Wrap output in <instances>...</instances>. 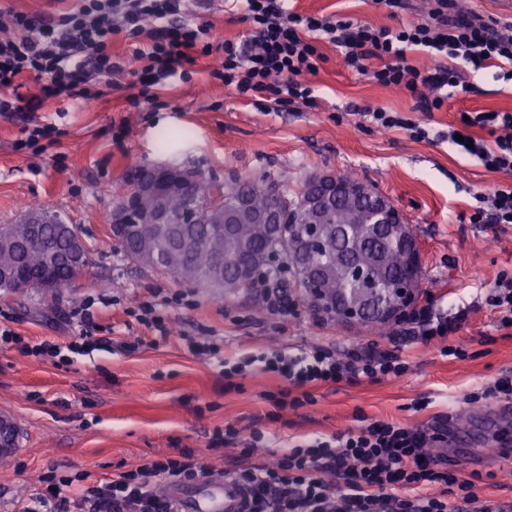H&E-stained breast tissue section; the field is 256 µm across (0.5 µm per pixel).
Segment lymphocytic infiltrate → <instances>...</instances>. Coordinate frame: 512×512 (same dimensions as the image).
I'll return each mask as SVG.
<instances>
[{"label":"lymphocytic infiltrate","mask_w":512,"mask_h":512,"mask_svg":"<svg viewBox=\"0 0 512 512\" xmlns=\"http://www.w3.org/2000/svg\"><path fill=\"white\" fill-rule=\"evenodd\" d=\"M251 31L237 40L219 29L198 23L208 0H79L49 20L16 14L0 32V112H25L41 98H67L87 105L116 77L133 76V105L148 111L164 109L162 88L186 80L199 58H212L210 75L234 88L257 109L268 103L288 107L311 104L314 89L308 78L325 56L321 43L339 48L349 69L370 72L382 86L410 92L417 109H440L453 93L468 92L460 72L498 67L500 79L512 81V23L487 22L462 12L457 0H428L424 21L398 26H373L348 17L303 15L291 0H238ZM131 50L113 53L114 39ZM422 51L434 60L420 70L407 54ZM40 80L41 97L20 92L27 78ZM364 118L379 130L403 129L417 140L429 136L452 143L463 155L478 159L490 171L512 173V113L465 112L458 126L430 133L420 121L382 108L364 109ZM488 130L489 139L476 136ZM472 223L512 224V184L476 199ZM80 327L76 340L61 346L50 341L30 344L8 328H0V345L26 357H50L70 364L73 355L99 347L90 329V304L73 312ZM464 316L448 319L429 310L398 318L404 339L423 342L445 339L461 329ZM264 371L288 383L279 407L301 406L295 390L313 384H336L358 378L372 381L401 376L406 363L398 355L351 347L343 354L314 347L301 357L282 352L261 356ZM448 440L447 430L428 432L396 423L367 421L287 449L273 462L238 470L237 481L249 497L250 512H500L476 495L474 485L459 481L445 469L443 456L432 447ZM208 469L192 453L163 456L136 469L113 474L111 481L77 487L72 477L54 472L40 476L41 489L21 512H176L167 486H182L207 477ZM410 489L399 497L395 488ZM459 503H452L454 491Z\"/></svg>","instance_id":"lymphocytic-infiltrate-1"}]
</instances>
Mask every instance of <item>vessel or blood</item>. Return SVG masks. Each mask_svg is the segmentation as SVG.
Listing matches in <instances>:
<instances>
[{
	"instance_id": "b4317fda",
	"label": "vessel or blood",
	"mask_w": 512,
	"mask_h": 512,
	"mask_svg": "<svg viewBox=\"0 0 512 512\" xmlns=\"http://www.w3.org/2000/svg\"><path fill=\"white\" fill-rule=\"evenodd\" d=\"M171 494L179 512H248L246 491L230 474L212 475L192 486H177Z\"/></svg>"
}]
</instances>
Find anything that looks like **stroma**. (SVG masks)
<instances>
[{
  "instance_id": "35a3bbf8",
  "label": "stroma",
  "mask_w": 512,
  "mask_h": 512,
  "mask_svg": "<svg viewBox=\"0 0 512 512\" xmlns=\"http://www.w3.org/2000/svg\"><path fill=\"white\" fill-rule=\"evenodd\" d=\"M294 8L375 26L421 22L427 12L425 0H408L395 18L374 0H295ZM322 51L326 60L309 78L317 95L312 105L256 110L212 79L211 59L201 58L188 80L163 90L168 107L158 112L132 106L127 75L104 87L90 107L46 98L31 112L0 113V225L22 218L21 203L41 205L76 225L91 256L86 275L56 294L0 292V326L27 341L65 345L78 332L72 311L90 299L93 333L104 341L68 366L0 346V410L21 427L17 455L0 468V512H18L38 492V475L52 469L105 483L114 473L188 448L218 474L270 463L285 449L331 439L363 417L456 433L457 409L469 394L512 378V327H502L498 309L486 302L498 272L512 269V224L469 221L476 195L491 194L512 176L487 170L448 142L377 131L360 109L409 116L416 99L346 68L334 46ZM496 73L493 67L462 70L470 93L449 97L440 110L419 114L421 120L437 131L458 124L465 112H512V82ZM45 121L60 130L56 144L15 151L27 129ZM122 126L128 133L120 138ZM139 165L198 169L226 181L267 175L295 189L316 172H355L405 214L421 243L417 306L430 304L451 317L463 311L466 321L443 343H394L374 329L315 315L297 291L293 312L273 315L262 310L257 290L227 297L127 259L109 226ZM145 301L171 323L170 336L137 319ZM201 328L220 346L219 358L189 351L185 335ZM129 336L142 339L132 352L119 347ZM446 343L462 347L467 360L443 355ZM352 345L398 354L408 369L377 381L313 386L309 403L283 410L270 399L285 385L279 376L222 373L223 364L264 352L300 356L325 346L340 353ZM228 429L240 437L261 434L262 452L242 457L238 440L225 438ZM474 446L476 456L449 458V470L472 481L481 499L512 512V417Z\"/></svg>"
}]
</instances>
